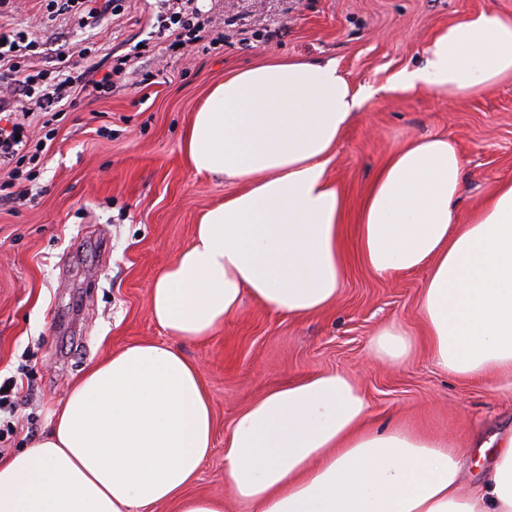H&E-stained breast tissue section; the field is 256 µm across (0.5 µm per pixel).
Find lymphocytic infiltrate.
I'll use <instances>...</instances> for the list:
<instances>
[{
  "label": "lymphocytic infiltrate",
  "mask_w": 512,
  "mask_h": 512,
  "mask_svg": "<svg viewBox=\"0 0 512 512\" xmlns=\"http://www.w3.org/2000/svg\"><path fill=\"white\" fill-rule=\"evenodd\" d=\"M125 3L126 0H44L43 8L48 17L63 16L77 28L94 30L105 15L123 12ZM159 4V39L201 52L211 50L194 0H159ZM39 49L29 27L0 31V79L8 87L7 94L0 95V170L6 173L0 192L15 187L20 195H27L29 184L35 179L33 167L46 146L40 141L32 142L27 133L26 119L32 110L58 115L76 107L83 92L103 96L111 92L114 77L124 70L123 64L118 63L111 72L91 81L85 72L75 71L66 63L52 70H38L33 59Z\"/></svg>",
  "instance_id": "obj_1"
}]
</instances>
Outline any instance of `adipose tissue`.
<instances>
[{
  "label": "adipose tissue",
  "instance_id": "adipose-tissue-1",
  "mask_svg": "<svg viewBox=\"0 0 512 512\" xmlns=\"http://www.w3.org/2000/svg\"><path fill=\"white\" fill-rule=\"evenodd\" d=\"M512 77V16L473 12L431 35L392 90L450 99ZM373 87L353 89L332 60H270L213 85L183 139L189 166L235 184L157 276L150 315L202 342L244 298L288 316L323 313L346 275V196L327 165ZM465 163L443 136L392 153L362 204L363 264L388 278L427 269L421 300L434 364L512 391V180L468 223L455 201ZM344 373H316L242 410L224 443V483L243 512H512V426L483 441L484 477L463 483L451 438L369 425ZM213 449L198 367L169 344L96 363L50 430L0 460V512H224L191 488Z\"/></svg>",
  "mask_w": 512,
  "mask_h": 512
}]
</instances>
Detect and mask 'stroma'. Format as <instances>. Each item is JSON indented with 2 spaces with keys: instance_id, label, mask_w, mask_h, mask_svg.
I'll use <instances>...</instances> for the list:
<instances>
[{
  "instance_id": "obj_1",
  "label": "stroma",
  "mask_w": 512,
  "mask_h": 512,
  "mask_svg": "<svg viewBox=\"0 0 512 512\" xmlns=\"http://www.w3.org/2000/svg\"><path fill=\"white\" fill-rule=\"evenodd\" d=\"M213 30L226 39L202 54L169 49L154 33V0H128L100 34L56 19L35 35L39 65L77 57L95 76L126 58L110 95L83 97L46 132L32 116V140L48 138L33 199L0 202V374L18 375L21 403L9 452L28 447L85 371L112 352L167 342L149 312L157 273L191 241L199 216L232 190L197 174L182 141L209 87L236 69L273 57L333 59L354 87L373 86L328 165L357 212L390 155L423 136L450 138L466 179L459 216L499 182L512 180V79L463 101L427 91L392 92L418 65L428 37L473 11L512 15V0H203ZM422 271L380 278L348 256L335 304L312 317L265 309L245 299L207 342L179 348L200 369L214 418V448L194 493L224 499V440L236 415L266 391L318 372L350 375L379 427L448 436L471 477L482 471L478 441L512 422V394L439 370L419 307ZM415 336L401 366L375 358L374 336L390 323Z\"/></svg>"
}]
</instances>
